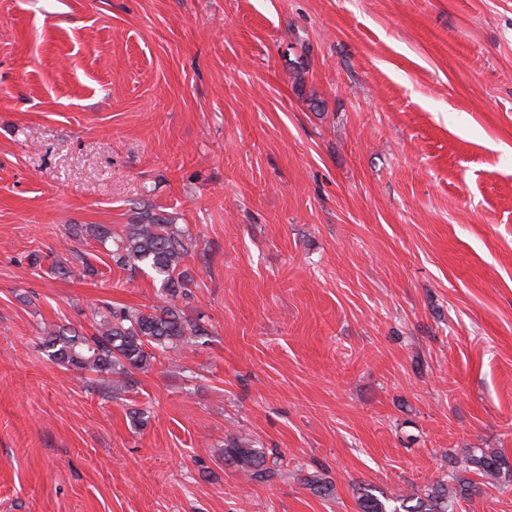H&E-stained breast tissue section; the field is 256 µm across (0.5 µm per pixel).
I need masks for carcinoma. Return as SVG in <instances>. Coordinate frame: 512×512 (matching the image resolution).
Masks as SVG:
<instances>
[{
    "label": "carcinoma",
    "mask_w": 512,
    "mask_h": 512,
    "mask_svg": "<svg viewBox=\"0 0 512 512\" xmlns=\"http://www.w3.org/2000/svg\"><path fill=\"white\" fill-rule=\"evenodd\" d=\"M91 237L108 246V257L119 269L148 268L160 283L170 302L147 309L109 306L91 311L95 332L85 335L74 327H52L45 330L42 346L48 359L67 370L97 376L117 375L118 393L132 388L134 372L149 367L160 356L180 352L203 344L208 329L190 318L177 304L178 299L191 298L194 278L183 267L188 254L190 234L173 224L165 213L145 206L134 212L131 223L123 229L106 225L89 226ZM467 463L474 467L477 479L451 473L457 483L450 489L445 481L424 493L380 499L365 490L359 496L360 512H455L457 498L478 494L481 486L491 484L512 470L506 455L499 451L478 449ZM224 464L242 473L247 482L263 484L288 472L269 467L264 452L242 436H231L224 448ZM299 480L319 496L331 494L332 485L319 475H301Z\"/></svg>",
    "instance_id": "obj_1"
}]
</instances>
